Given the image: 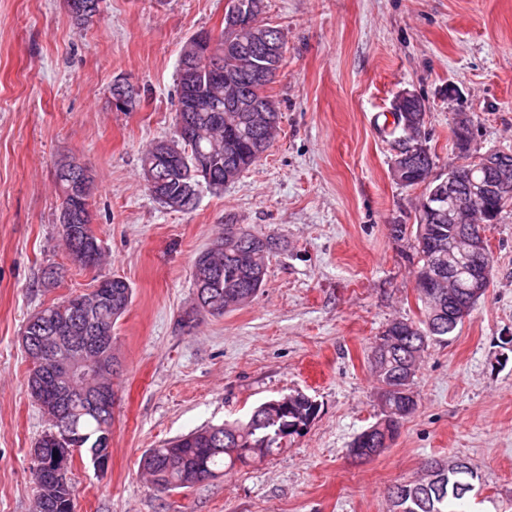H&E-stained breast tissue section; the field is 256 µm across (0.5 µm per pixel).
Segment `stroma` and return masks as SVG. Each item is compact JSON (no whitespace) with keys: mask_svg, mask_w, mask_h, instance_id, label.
<instances>
[{"mask_svg":"<svg viewBox=\"0 0 512 512\" xmlns=\"http://www.w3.org/2000/svg\"><path fill=\"white\" fill-rule=\"evenodd\" d=\"M226 5L102 0L79 28L63 0H0V512H35L31 450L51 427L27 390L23 326L109 275L133 288L112 330L110 458L101 472L75 457L74 512H390L389 487L434 458L471 464V512H512V205L486 229V294L423 354L416 412L379 456L349 454L382 411L370 347L419 314L412 226L424 189L391 177L393 103L406 91L426 101L434 175L456 160L461 112L474 150L512 152V0H264L259 19L285 44L267 88L278 134L220 194L172 211L146 190L141 154L172 135L181 51L221 33ZM118 80L142 91L132 111L111 104ZM65 157L96 175L105 259L94 268L71 259L56 224ZM227 224L276 241L265 285L246 306L184 326L193 261ZM50 266L59 281L47 288ZM297 391L315 401L314 419L261 461L165 492L139 468L146 449Z\"/></svg>","mask_w":512,"mask_h":512,"instance_id":"1","label":"stroma"}]
</instances>
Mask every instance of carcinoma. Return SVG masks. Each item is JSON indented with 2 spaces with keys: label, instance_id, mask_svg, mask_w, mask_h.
I'll return each instance as SVG.
<instances>
[{
  "label": "carcinoma",
  "instance_id": "obj_1",
  "mask_svg": "<svg viewBox=\"0 0 512 512\" xmlns=\"http://www.w3.org/2000/svg\"><path fill=\"white\" fill-rule=\"evenodd\" d=\"M258 51L248 47L242 53L224 54V77L233 81L225 85L237 96L268 98L266 85L254 84L246 79L245 62ZM190 94L178 95L177 120L193 125L199 130L197 146L202 152L218 150L219 158L211 161L217 176L224 177V169L231 167L236 175L249 170L258 161L256 152L261 141L273 142L280 123L278 112H226L224 99L218 100L216 112H192L188 108ZM421 107L409 101L403 109L393 108L394 129L413 138L418 132ZM185 183L182 173H173L160 187V193L176 201L182 194ZM61 204L70 207L71 219L59 223L60 235L72 258L97 239L92 225L83 220V202L79 195L69 193V184L59 180ZM454 237L451 224H424L417 218V268L427 265L448 268V240ZM224 245V251L213 256L216 266L222 271L206 275L210 306L215 315L222 316L238 308L235 298L249 292L256 293L265 285L267 258L276 247L270 237H264L235 224L224 225V233L215 239ZM457 296H467L471 288L470 266L463 261L456 267ZM432 295L421 299V317L409 319L404 325L386 329L374 342L370 350V365L380 388L399 387L389 398L388 407L373 425L357 434L350 448H368L370 443L388 434L396 438L404 422L417 410L416 399L410 396L411 385L432 336H448L462 323L455 318L454 306L448 304V283H438L431 289ZM133 289L122 279L106 289L93 318L99 322H117L113 311L117 304L129 307ZM42 320L49 323L61 321L70 315L66 300L52 303L37 311ZM27 388L42 412L53 415L52 430L59 431L60 423L67 425L70 436L68 446H77L92 456L107 455L108 448L102 446L109 419L84 410V407L67 403L57 398L58 384L52 374L35 368L28 371ZM316 404L300 392L288 399V406L274 407L269 401L259 405L248 420L242 422L211 425L192 431L159 448L145 450L139 468L152 477L158 488L166 491L187 488L186 475L191 471L214 477L223 475L236 465L246 466L249 461L264 458L282 448L283 440L303 429L314 418ZM466 471L457 469V462L432 459L426 463L425 473L415 481L401 483L389 489L388 497L393 512H464L468 493L462 484L474 478V470L465 464ZM38 486L39 512H73L75 489L72 481L50 486L41 483L40 474H35Z\"/></svg>",
  "mask_w": 512,
  "mask_h": 512
}]
</instances>
